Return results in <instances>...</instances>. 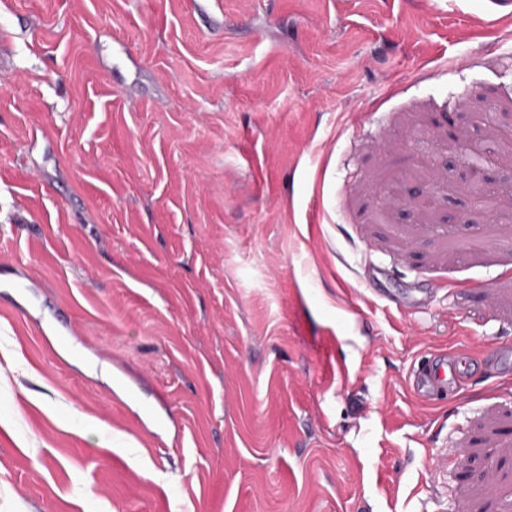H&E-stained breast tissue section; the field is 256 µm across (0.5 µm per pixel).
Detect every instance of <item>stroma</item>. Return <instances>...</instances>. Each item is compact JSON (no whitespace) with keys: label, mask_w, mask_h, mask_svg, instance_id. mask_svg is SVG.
I'll return each instance as SVG.
<instances>
[{"label":"stroma","mask_w":512,"mask_h":512,"mask_svg":"<svg viewBox=\"0 0 512 512\" xmlns=\"http://www.w3.org/2000/svg\"><path fill=\"white\" fill-rule=\"evenodd\" d=\"M511 124L512 0H0V512H512ZM439 386H448V365L446 370L444 364L428 361L426 369L417 377V387L420 391L432 393L434 388Z\"/></svg>","instance_id":"obj_1"}]
</instances>
